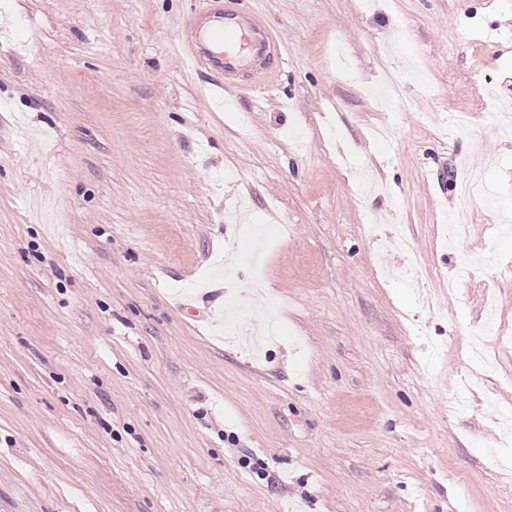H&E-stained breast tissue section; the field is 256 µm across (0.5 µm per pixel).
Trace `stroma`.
I'll use <instances>...</instances> for the list:
<instances>
[{
  "instance_id": "1",
  "label": "stroma",
  "mask_w": 512,
  "mask_h": 512,
  "mask_svg": "<svg viewBox=\"0 0 512 512\" xmlns=\"http://www.w3.org/2000/svg\"><path fill=\"white\" fill-rule=\"evenodd\" d=\"M240 2L0 0V512H512V0ZM200 8L187 24L188 56L199 72L205 71L213 100L224 103L228 78L251 71L250 79L270 72L282 59L277 39L258 22L240 16L237 0H199Z\"/></svg>"
}]
</instances>
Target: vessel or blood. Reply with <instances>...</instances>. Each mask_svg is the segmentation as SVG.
Wrapping results in <instances>:
<instances>
[{"mask_svg": "<svg viewBox=\"0 0 512 512\" xmlns=\"http://www.w3.org/2000/svg\"><path fill=\"white\" fill-rule=\"evenodd\" d=\"M188 56L208 76L216 103H223L228 78L241 71L259 75L282 59L277 39L256 21L240 16L236 0H200L185 30Z\"/></svg>", "mask_w": 512, "mask_h": 512, "instance_id": "1", "label": "vessel or blood"}]
</instances>
